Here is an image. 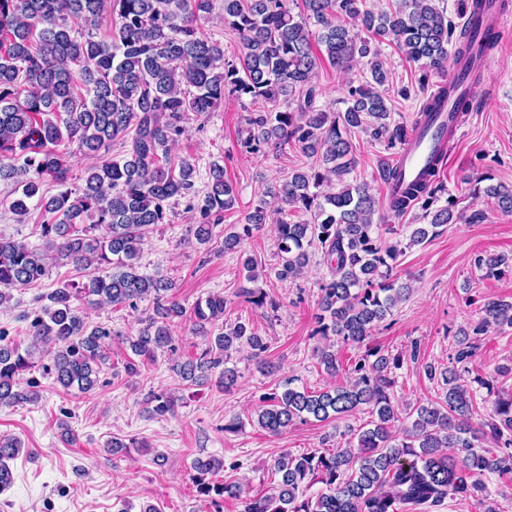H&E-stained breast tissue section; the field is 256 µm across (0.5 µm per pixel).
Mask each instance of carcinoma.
Segmentation results:
<instances>
[{
    "instance_id": "obj_1",
    "label": "carcinoma",
    "mask_w": 512,
    "mask_h": 512,
    "mask_svg": "<svg viewBox=\"0 0 512 512\" xmlns=\"http://www.w3.org/2000/svg\"><path fill=\"white\" fill-rule=\"evenodd\" d=\"M301 2L302 11L295 13L290 0H222L224 26L241 41L240 54L230 60L200 26L215 10V0H0V182L16 183L14 214L25 217L32 207L40 210L44 239L43 247L34 248L0 236V306L12 299L11 291L41 283L57 264L109 268L38 296L42 305L31 312L30 342L0 343V407L39 400L35 383L24 378L37 366L65 390L97 388L111 331L88 325L86 304L134 309L137 301L153 297V313L140 320L129 347L148 358L159 349L176 352L172 325L185 309L167 295L174 288L169 277L139 272L141 246L149 231L169 223L170 200L188 195L197 198L191 209L199 214L188 233L208 246L224 211L234 206L236 192L217 162L210 166L204 190L196 191L195 164L171 149L190 113L212 112L227 97L260 102L263 110L246 118L242 149L265 154L295 145L313 164L270 185L242 230L224 232L223 251L242 252L252 230L273 221L281 258L278 280L299 277L312 255L320 253L329 278L320 287L316 334L339 337L365 351L348 385L309 394L288 382L281 393L265 398L257 423L278 435L298 419H338L362 406L377 420L356 434V445L333 454L279 452L271 472L281 481L271 494L243 501V512H395L398 504L431 508L450 496L477 497L485 492V474L512 473V395L498 399L491 419L476 427L472 393L461 373L476 355L478 336L491 327H512V302H485L473 330H459L448 366H426L429 378L440 381L442 396L415 409L403 436L394 434L398 410L390 397V373L400 359L368 347V341L408 298L410 288L390 279V262L402 250L387 242L381 225L374 223L376 199L366 183L347 179L355 159L346 137L359 129L389 149L410 137L407 126L392 124L379 91L389 72L360 29L394 44L420 66L424 82L444 70L451 43H458V58H468L474 37L464 26L455 31L434 0H398L394 11L379 13L361 9L362 0ZM106 12L115 19L109 42L95 39ZM356 59L366 60L372 81L348 85L345 110L316 109L313 79L320 62L344 68ZM294 101L297 109L288 110ZM116 142L127 149L111 157ZM74 143L96 162L84 169L80 185L70 187ZM446 158L437 155L423 179L390 201L394 217L418 206L430 218L429 226L412 229L411 245L423 242L429 229L462 219L451 201L433 208L445 191L440 167ZM379 175L387 184L401 179L390 157L380 160ZM47 180L66 190L45 196L41 187ZM481 182L475 180L474 196L492 198L512 212V188L482 187ZM272 200L280 207L271 209ZM283 204L311 219L288 220ZM473 265L495 276L512 269V258L477 255ZM238 296L262 307L267 293L243 286ZM194 317V333L204 338L205 348L198 358L173 366L186 383L203 384L217 371V383L231 384L235 371L224 367L230 349L244 341L256 357L266 350L262 338L244 324L220 325L221 294L197 301ZM315 356L326 372L336 373L333 345L316 348ZM145 404L152 416L174 412L167 392L150 394ZM485 438L504 450L476 447ZM21 451L19 439L0 437V497L13 485L8 461ZM192 468V483L205 500L240 496L239 484L209 479L224 468L222 459H197ZM310 483L324 489L314 498L299 499L300 489Z\"/></svg>"
}]
</instances>
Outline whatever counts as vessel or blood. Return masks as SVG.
I'll list each match as a JSON object with an SVG mask.
<instances>
[{"mask_svg":"<svg viewBox=\"0 0 512 512\" xmlns=\"http://www.w3.org/2000/svg\"><path fill=\"white\" fill-rule=\"evenodd\" d=\"M467 25L475 27L480 33L497 37L502 33L508 17L496 6H485L481 13L467 12L464 16ZM445 86L448 95L444 100L433 125L428 129H417L410 139L397 152L395 163L403 181L418 179L431 162L433 156L442 149L449 147L458 134L459 125L453 113L459 95L474 96L476 85L464 79L460 65H452L451 75Z\"/></svg>","mask_w":512,"mask_h":512,"instance_id":"vessel-or-blood-1","label":"vessel or blood"}]
</instances>
